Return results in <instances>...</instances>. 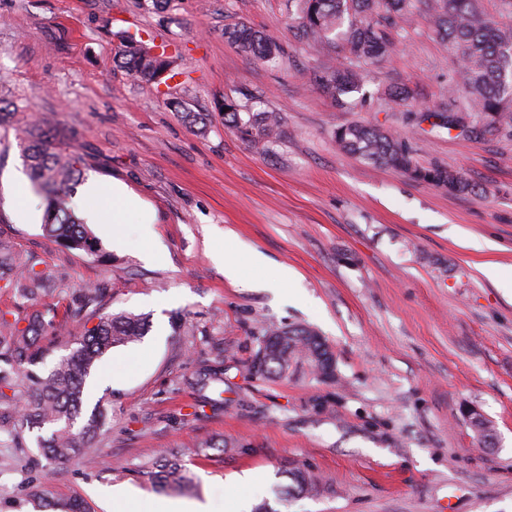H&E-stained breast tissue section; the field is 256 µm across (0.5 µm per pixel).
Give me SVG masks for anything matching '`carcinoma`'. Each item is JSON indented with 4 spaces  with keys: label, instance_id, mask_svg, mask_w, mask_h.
Returning a JSON list of instances; mask_svg holds the SVG:
<instances>
[{
    "label": "carcinoma",
    "instance_id": "carcinoma-1",
    "mask_svg": "<svg viewBox=\"0 0 512 512\" xmlns=\"http://www.w3.org/2000/svg\"><path fill=\"white\" fill-rule=\"evenodd\" d=\"M296 7L295 20L301 36L317 52L340 46L339 63L325 64L314 73L312 86L337 106L362 90L363 65L382 59L394 45L398 29L417 14L428 15L434 32L448 42L454 73L448 84V130H475L495 136L512 132V0H499L496 16L483 14L478 0H290ZM224 38L242 52L263 62L282 57L281 47L270 37L243 23L224 28ZM117 62L134 79L158 83L179 75L172 56L155 52V47L132 36L121 37ZM220 108L224 127L244 141L261 146L270 154L283 134L278 112L258 108L252 98L242 102L226 97ZM0 125L20 127L25 134L20 147L31 178L47 195L46 235L71 250L96 255L100 243L71 209L66 199L82 173L83 162L68 139L51 134L46 119L18 117V110L0 106ZM337 147L364 162L392 167L409 178L444 188L451 193L472 189V185L444 166L423 168L413 159L400 134L378 125L349 124L336 129ZM0 281L17 300L27 302L51 287L49 274L32 256L22 257L0 241ZM111 294L106 282L73 288L66 293L65 316L97 323L70 336L69 352L60 356L46 373L35 367L46 362L50 348L43 344L48 335L64 330L57 306L47 305L25 320L10 319L0 312V439L4 448H25L33 437L39 454L57 464L85 457L91 466L101 461L86 449L93 447L106 425L105 413L97 409L79 422L84 403L85 380L91 369L112 349L139 342L145 323L139 316L105 311ZM306 366L323 380L335 381V359L326 341L312 328L267 327L258 337L254 358L242 365L247 378L271 379ZM185 384L203 392L212 384L224 383V357L216 345L197 350L195 370ZM477 438L494 433L490 421L469 414ZM193 454L191 447L167 448L159 472L147 471L152 480L166 486L188 487L193 482L182 465ZM290 483L283 488L289 496L311 494L319 486L308 470L295 466L285 470Z\"/></svg>",
    "mask_w": 512,
    "mask_h": 512
}]
</instances>
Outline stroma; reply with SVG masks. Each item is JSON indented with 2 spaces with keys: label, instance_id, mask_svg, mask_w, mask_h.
<instances>
[{
  "label": "stroma",
  "instance_id": "stroma-1",
  "mask_svg": "<svg viewBox=\"0 0 512 512\" xmlns=\"http://www.w3.org/2000/svg\"><path fill=\"white\" fill-rule=\"evenodd\" d=\"M242 22L276 40L279 65L226 41ZM177 56L168 84L134 81L113 62L118 31ZM396 48L365 67L366 99L337 108L310 85L334 51L299 37L287 0H0V88L15 105L51 118L87 161L74 188L78 217L108 215L112 198L88 196L91 181L120 182L147 206L127 216L123 245L92 225L109 261L45 236L41 197L14 129L0 131V240L40 259L64 288L112 283L107 309L145 318L137 343L101 358L86 380L83 416L96 407L110 430L103 464H55L0 448V512H48L33 500L77 499L106 512L101 487L146 496L211 500L223 512L232 475L252 471L251 505L275 512H512V298L477 271L512 265V137L448 132L415 115L448 100L453 63L426 17L399 30ZM407 88L411 105L383 98ZM255 97L284 117L275 155L225 128L224 97ZM208 115L187 124L175 102ZM377 124L400 132L419 165L460 173L470 191L411 180L340 152L337 127ZM232 230L273 266L294 271L302 298L251 287L256 272L238 253L239 279L214 261ZM491 239L500 249L464 247ZM158 240L157 260L142 259ZM310 326L331 345L336 379L307 369L246 380L238 370L264 327ZM224 349L223 401L199 406L182 378L201 341ZM491 422L496 444L480 447L465 409ZM231 451L212 448L215 440ZM198 445L185 457L196 484L165 491L142 473L164 448ZM304 467L319 495L280 502L283 469Z\"/></svg>",
  "mask_w": 512,
  "mask_h": 512
}]
</instances>
